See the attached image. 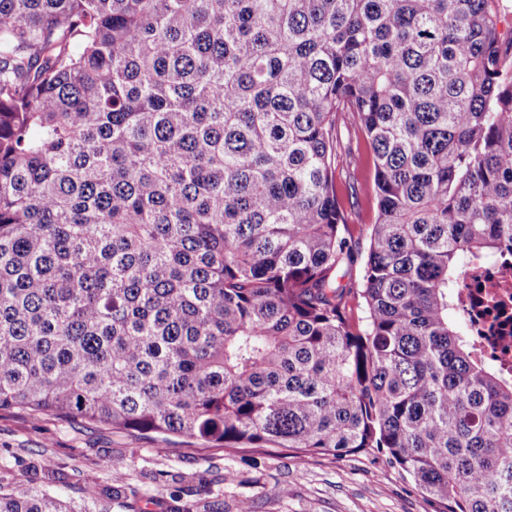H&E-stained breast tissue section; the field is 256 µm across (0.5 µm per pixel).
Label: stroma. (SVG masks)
Masks as SVG:
<instances>
[{
  "label": "stroma",
  "instance_id": "1",
  "mask_svg": "<svg viewBox=\"0 0 512 512\" xmlns=\"http://www.w3.org/2000/svg\"><path fill=\"white\" fill-rule=\"evenodd\" d=\"M121 480H114L113 463ZM112 512H435L436 505L384 458L241 451L104 424L0 410V486L48 491L76 505L104 499Z\"/></svg>",
  "mask_w": 512,
  "mask_h": 512
}]
</instances>
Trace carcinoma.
Wrapping results in <instances>:
<instances>
[{"label":"carcinoma","instance_id":"1","mask_svg":"<svg viewBox=\"0 0 512 512\" xmlns=\"http://www.w3.org/2000/svg\"><path fill=\"white\" fill-rule=\"evenodd\" d=\"M500 14L0 0V409L382 453L440 512H512V381L454 320L466 265L512 251Z\"/></svg>","mask_w":512,"mask_h":512}]
</instances>
